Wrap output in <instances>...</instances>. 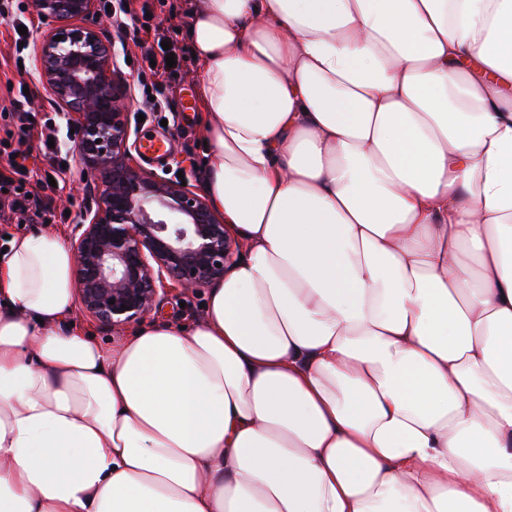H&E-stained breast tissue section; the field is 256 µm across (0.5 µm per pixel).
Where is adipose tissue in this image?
Segmentation results:
<instances>
[{"instance_id": "ef3b65f1", "label": "adipose tissue", "mask_w": 512, "mask_h": 512, "mask_svg": "<svg viewBox=\"0 0 512 512\" xmlns=\"http://www.w3.org/2000/svg\"><path fill=\"white\" fill-rule=\"evenodd\" d=\"M204 194L239 260L187 329L72 323L0 256V512H512V0H196Z\"/></svg>"}]
</instances>
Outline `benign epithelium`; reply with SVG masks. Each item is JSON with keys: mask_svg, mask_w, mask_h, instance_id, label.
<instances>
[{"mask_svg": "<svg viewBox=\"0 0 512 512\" xmlns=\"http://www.w3.org/2000/svg\"><path fill=\"white\" fill-rule=\"evenodd\" d=\"M36 5L61 22L36 41V60L46 88L80 131L75 154L97 196L71 230L76 291L93 321L122 327L157 310L175 285L207 288L223 280L237 250L206 198L130 162L139 150L123 111L130 83L114 65L111 43L88 23L98 0ZM58 35L62 40H54Z\"/></svg>", "mask_w": 512, "mask_h": 512, "instance_id": "7a95c632", "label": "benign epithelium"}]
</instances>
